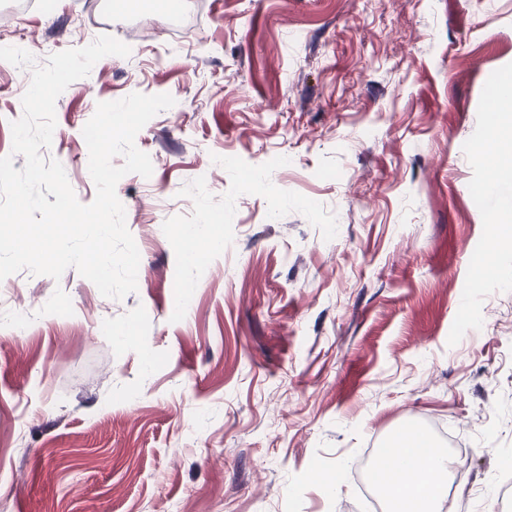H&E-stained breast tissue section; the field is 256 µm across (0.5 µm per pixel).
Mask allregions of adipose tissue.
<instances>
[{
	"mask_svg": "<svg viewBox=\"0 0 512 512\" xmlns=\"http://www.w3.org/2000/svg\"><path fill=\"white\" fill-rule=\"evenodd\" d=\"M392 454L393 469L379 476L380 483L391 491L392 512H438L440 478L450 466L447 456L428 436L416 431L401 433Z\"/></svg>",
	"mask_w": 512,
	"mask_h": 512,
	"instance_id": "obj_1",
	"label": "adipose tissue"
}]
</instances>
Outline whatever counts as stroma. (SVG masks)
Wrapping results in <instances>:
<instances>
[{
	"label": "stroma",
	"instance_id": "obj_1",
	"mask_svg": "<svg viewBox=\"0 0 512 512\" xmlns=\"http://www.w3.org/2000/svg\"><path fill=\"white\" fill-rule=\"evenodd\" d=\"M102 3L0 0L36 64L131 48L56 101L43 155L81 203L97 104L175 100L116 187L136 292L0 281V512H377L357 466L404 428L451 460L448 512H512V175L486 150L512 0ZM30 80L0 61V157ZM207 222L223 247L192 251Z\"/></svg>",
	"mask_w": 512,
	"mask_h": 512
}]
</instances>
